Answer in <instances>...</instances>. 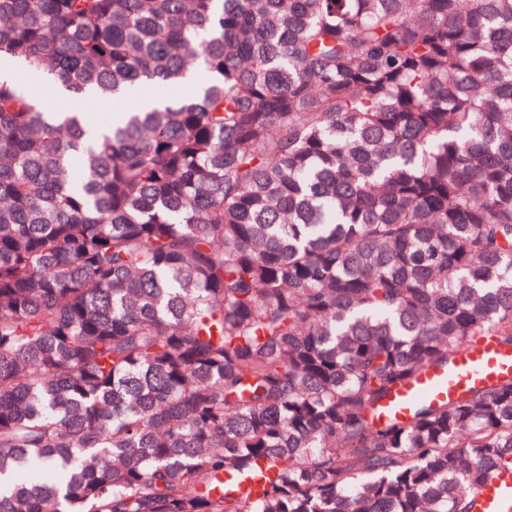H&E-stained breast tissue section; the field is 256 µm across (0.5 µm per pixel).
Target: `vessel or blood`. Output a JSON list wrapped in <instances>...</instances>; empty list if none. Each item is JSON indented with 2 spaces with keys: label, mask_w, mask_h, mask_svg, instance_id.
<instances>
[{
  "label": "vessel or blood",
  "mask_w": 512,
  "mask_h": 512,
  "mask_svg": "<svg viewBox=\"0 0 512 512\" xmlns=\"http://www.w3.org/2000/svg\"><path fill=\"white\" fill-rule=\"evenodd\" d=\"M508 375H512V348L486 340L459 352L450 367L424 371L418 380L398 389L376 414L384 420L401 419L410 415L418 401L454 400ZM476 499L475 512H512V474L493 478Z\"/></svg>",
  "instance_id": "b4317fda"
}]
</instances>
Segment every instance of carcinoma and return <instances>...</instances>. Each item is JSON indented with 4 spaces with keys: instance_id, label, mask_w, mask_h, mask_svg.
I'll list each match as a JSON object with an SVG mask.
<instances>
[{
    "instance_id": "1",
    "label": "carcinoma",
    "mask_w": 512,
    "mask_h": 512,
    "mask_svg": "<svg viewBox=\"0 0 512 512\" xmlns=\"http://www.w3.org/2000/svg\"><path fill=\"white\" fill-rule=\"evenodd\" d=\"M0 512H473L512 377V0H0ZM82 160L80 178L70 161ZM508 375H512V348L485 340L459 352L450 367L424 371L418 380L398 389L376 414L384 420L405 418L420 400H454Z\"/></svg>"
}]
</instances>
